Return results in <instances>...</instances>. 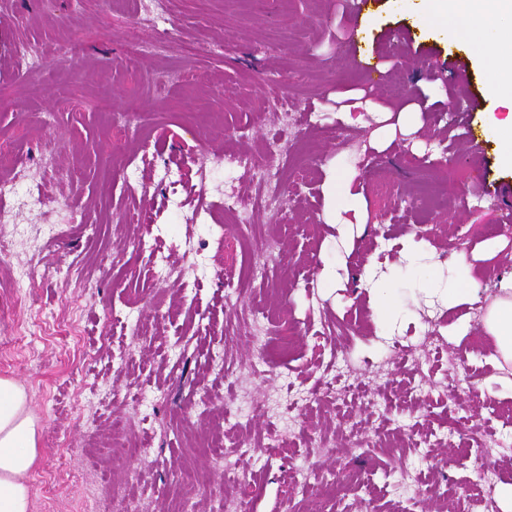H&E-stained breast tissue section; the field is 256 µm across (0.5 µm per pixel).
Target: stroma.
Returning a JSON list of instances; mask_svg holds the SVG:
<instances>
[{"instance_id": "stroma-1", "label": "stroma", "mask_w": 512, "mask_h": 512, "mask_svg": "<svg viewBox=\"0 0 512 512\" xmlns=\"http://www.w3.org/2000/svg\"><path fill=\"white\" fill-rule=\"evenodd\" d=\"M159 26L146 25L150 0H0V138L13 142L25 167L15 216L0 223L13 242L0 259V374L24 383L41 422L40 459L30 476L33 512H171L193 499L216 512L228 483L214 471L201 493L181 479L207 468L206 446L225 437L230 397L264 403L279 398L299 415L287 447L257 449L239 459L240 496L248 512H483L471 490L477 461L497 485H512V450L469 447L474 424L504 432L512 389L494 362L483 331L499 278L512 275V234L502 200L474 186L478 159L443 155L434 137L460 127L449 100L476 99L475 121L501 120L512 99L490 93V60L426 29L402 0H372L368 51L382 80L352 57L346 0H167ZM144 28L165 49L129 59V38ZM40 47L51 68L40 99L19 88L35 65H19L18 41ZM454 59L464 78L448 72ZM425 94L428 111L404 124L383 115ZM112 99L111 114L95 99ZM317 113L314 127L289 125L287 106ZM291 141L278 214L255 211L250 224L223 206L236 187L252 198L246 168H224L225 150L259 162L270 138ZM374 150L379 165L360 163ZM207 156L210 175L195 160ZM363 194L366 221L348 232L326 223L322 187L334 162ZM61 194L69 212L51 209ZM404 198L412 224H388L385 213ZM274 248L287 272L253 285L249 306L293 317L290 343L271 327L268 342L286 365L252 372L263 353L249 341L246 315L227 308L226 289L240 269ZM424 255L450 276L465 253L481 288L479 302L448 308L404 285L394 295L403 318L388 331L374 322L376 282L388 280L401 254ZM336 259V283H319L323 257ZM170 264L182 278L157 288ZM435 318L447 349L420 346L423 322ZM150 325L149 337L136 325ZM414 344L471 388L416 410L405 399L409 375L393 349ZM343 349L349 376L386 408L372 415L356 393L339 409L309 403L306 381L322 375L319 353ZM192 429H184L185 414ZM121 426L145 454L94 460L91 453ZM310 467L326 483L295 490ZM139 473L129 487L127 472ZM357 474L361 488L339 482ZM436 483L438 497L415 496Z\"/></svg>"}]
</instances>
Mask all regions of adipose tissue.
I'll use <instances>...</instances> for the list:
<instances>
[{"instance_id": "obj_1", "label": "adipose tissue", "mask_w": 512, "mask_h": 512, "mask_svg": "<svg viewBox=\"0 0 512 512\" xmlns=\"http://www.w3.org/2000/svg\"><path fill=\"white\" fill-rule=\"evenodd\" d=\"M422 16L438 31L450 33L466 49L491 55L495 61L493 89L512 90V0H419ZM330 223H342L345 212L362 217V194L352 192L351 180L341 174L322 186ZM400 274L423 291L442 294L449 305H470L479 300L480 288L465 256H458L455 274L441 280L417 254L404 257ZM486 334L497 354L512 361V276L499 282L496 299L483 319ZM40 425L30 408L26 387L13 376L0 375V512H32L29 476L40 457Z\"/></svg>"}]
</instances>
